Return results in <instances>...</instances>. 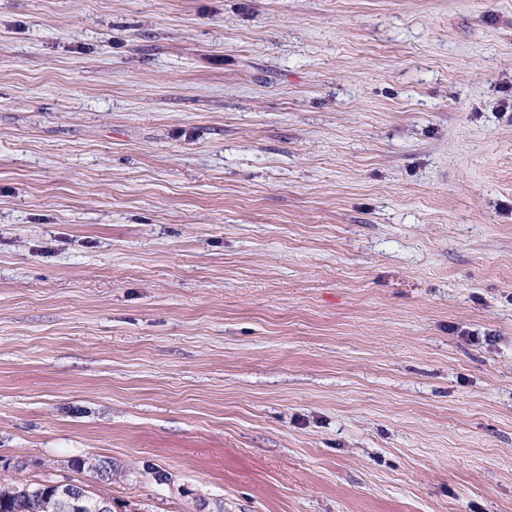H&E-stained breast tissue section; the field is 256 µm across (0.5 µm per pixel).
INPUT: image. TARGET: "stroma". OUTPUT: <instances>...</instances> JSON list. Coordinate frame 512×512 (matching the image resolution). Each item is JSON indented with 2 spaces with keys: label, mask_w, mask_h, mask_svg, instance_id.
<instances>
[{
  "label": "stroma",
  "mask_w": 512,
  "mask_h": 512,
  "mask_svg": "<svg viewBox=\"0 0 512 512\" xmlns=\"http://www.w3.org/2000/svg\"><path fill=\"white\" fill-rule=\"evenodd\" d=\"M512 0H0V477L112 512H512Z\"/></svg>",
  "instance_id": "obj_1"
}]
</instances>
